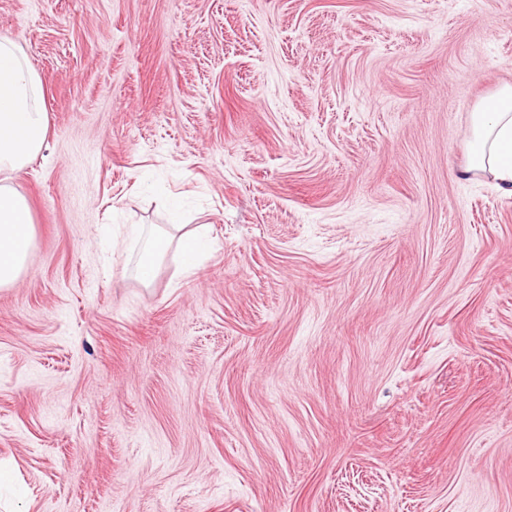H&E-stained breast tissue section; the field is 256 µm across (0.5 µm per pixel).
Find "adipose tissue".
I'll use <instances>...</instances> for the list:
<instances>
[{
    "mask_svg": "<svg viewBox=\"0 0 512 512\" xmlns=\"http://www.w3.org/2000/svg\"><path fill=\"white\" fill-rule=\"evenodd\" d=\"M44 80L23 49L0 37V288L18 282L35 246L34 217L27 198L13 177L38 158L46 143L49 116L44 104ZM467 175L491 177L496 187L512 196V85L499 87L471 114ZM127 234L142 247L135 276L151 286L170 245H177L179 267L190 275L208 247L206 227L184 231L131 224Z\"/></svg>",
    "mask_w": 512,
    "mask_h": 512,
    "instance_id": "obj_1",
    "label": "adipose tissue"
}]
</instances>
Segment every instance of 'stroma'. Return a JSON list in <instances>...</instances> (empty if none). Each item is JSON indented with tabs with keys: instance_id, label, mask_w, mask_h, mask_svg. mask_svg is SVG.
<instances>
[{
	"instance_id": "obj_1",
	"label": "stroma",
	"mask_w": 512,
	"mask_h": 512,
	"mask_svg": "<svg viewBox=\"0 0 512 512\" xmlns=\"http://www.w3.org/2000/svg\"><path fill=\"white\" fill-rule=\"evenodd\" d=\"M45 83L0 512H512V0H0ZM212 250L150 287L128 224ZM465 173L488 175L505 195L512 196V85L499 87L471 114Z\"/></svg>"
}]
</instances>
